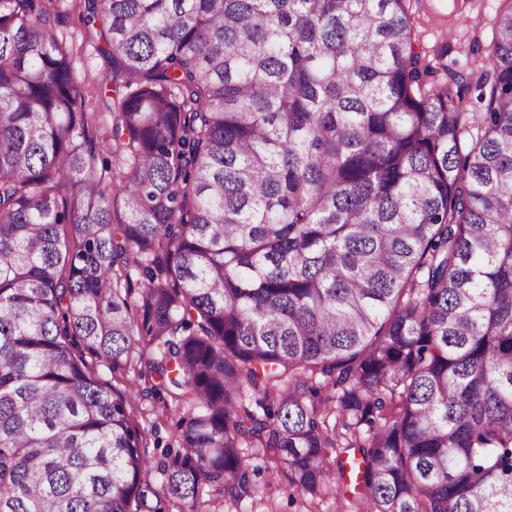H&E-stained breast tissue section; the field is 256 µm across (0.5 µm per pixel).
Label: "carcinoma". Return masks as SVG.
<instances>
[{"label": "carcinoma", "mask_w": 512, "mask_h": 512, "mask_svg": "<svg viewBox=\"0 0 512 512\" xmlns=\"http://www.w3.org/2000/svg\"><path fill=\"white\" fill-rule=\"evenodd\" d=\"M53 2L0 0V512H140L155 471L212 512L265 493L246 448L361 512H512V8L437 83L407 0H78L106 125ZM100 377L118 389L130 390L129 409L133 422L140 430H144L146 448H141V453L153 462L162 459V452L166 447L178 448L176 442V424L182 416L174 406L169 409L163 407V403L150 396L141 398L138 387L134 384V374H113L112 369L101 367ZM154 406V409L152 408Z\"/></svg>", "instance_id": "cac0c4a2"}]
</instances>
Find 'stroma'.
<instances>
[{"mask_svg":"<svg viewBox=\"0 0 512 512\" xmlns=\"http://www.w3.org/2000/svg\"><path fill=\"white\" fill-rule=\"evenodd\" d=\"M512 6V0H409L407 7L414 23L417 50L434 69V81H441L445 69L478 70L482 64L476 45L487 44L496 31L497 15ZM65 11L63 24L55 30L58 40L75 48L74 70L88 92L92 111L108 114L109 109L97 89L104 78L103 61L95 45L84 33L78 9L69 0H61ZM101 378L119 389L130 392L129 407L133 422L143 430L146 446L142 453L159 461L165 448L176 447L178 411L164 408L155 398H141L130 373L115 374L100 368ZM250 465L261 466L259 483L268 487L261 496L243 498L239 505L218 504V512H356L354 495L326 494L313 499L299 494L292 486L291 472L260 448L246 451Z\"/></svg>","mask_w":512,"mask_h":512,"instance_id":"obj_1","label":"stroma"}]
</instances>
